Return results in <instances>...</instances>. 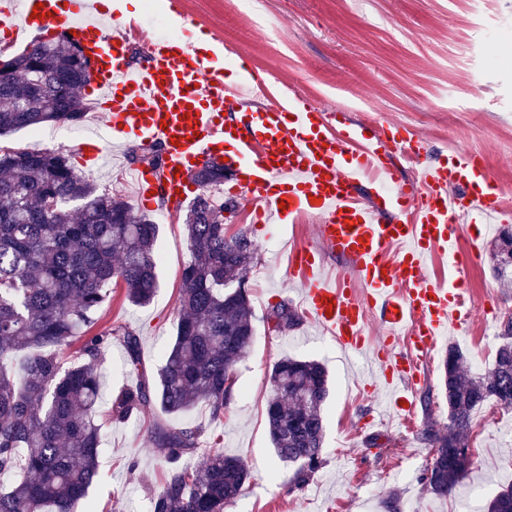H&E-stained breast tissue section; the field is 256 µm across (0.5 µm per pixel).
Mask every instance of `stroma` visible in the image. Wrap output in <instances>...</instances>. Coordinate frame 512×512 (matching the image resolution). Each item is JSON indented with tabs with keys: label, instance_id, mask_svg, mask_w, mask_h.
<instances>
[{
	"label": "stroma",
	"instance_id": "stroma-1",
	"mask_svg": "<svg viewBox=\"0 0 512 512\" xmlns=\"http://www.w3.org/2000/svg\"><path fill=\"white\" fill-rule=\"evenodd\" d=\"M180 18L166 17V30L186 24L215 30L225 48L245 49L252 67L266 75L271 92L294 89L323 107L347 110L355 122L378 129L398 122L431 141L428 162L458 147L484 155L512 198V0H181ZM112 168L94 174L100 188L126 200L134 192L125 173L130 150L113 149ZM246 232L257 246L247 272L255 336L238 365V382L221 419L197 406L185 416L221 440L225 454L243 458L252 478L224 512H482L485 501L512 484V409H478L483 427L471 442L472 470L449 496L437 497L420 480L432 454L419 433L427 420L447 422L437 352L417 384L410 418L385 411V395L371 354L350 360L335 340L309 320L283 333L269 329L272 305L300 304V286L288 277L287 258L296 247L321 248L315 220L301 224H225L232 236ZM158 290L144 307L129 304L123 289L112 291L102 326H127L140 338L143 369L154 374L163 349L176 333V299L188 259L181 215L160 222ZM477 305L469 335L458 345L471 370L492 366L494 350L479 351L473 337L500 335L512 317V288L497 276L490 247L460 274ZM315 358L329 370L332 391L323 407L322 464L308 484L294 489L292 467L270 445L266 429L268 373L282 356ZM431 391L430 406L422 394ZM159 409L112 425L103 434L100 477L90 499L95 512H149L150 498L165 478L161 456L149 449L148 427Z\"/></svg>",
	"mask_w": 512,
	"mask_h": 512
}]
</instances>
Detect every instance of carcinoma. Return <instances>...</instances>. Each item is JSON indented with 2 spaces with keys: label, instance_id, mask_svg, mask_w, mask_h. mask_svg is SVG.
<instances>
[{
  "label": "carcinoma",
  "instance_id": "obj_1",
  "mask_svg": "<svg viewBox=\"0 0 512 512\" xmlns=\"http://www.w3.org/2000/svg\"><path fill=\"white\" fill-rule=\"evenodd\" d=\"M42 52L6 55L0 67V136L38 130L46 123H77L90 105L80 89L90 82L88 62L64 33ZM200 187L184 218L190 260L184 265L174 341L163 352L157 378L141 369L140 338L127 327H99L111 287L133 305L146 306L157 288L158 227L120 195L101 191L61 151L0 146V512H93L90 489L98 480L105 428L151 407L179 417L205 405L224 413L236 384V366L254 338L246 272L257 260L247 235L224 234L227 204L210 193L224 183V165L212 161L191 175ZM497 266L512 269V231L492 245ZM275 331L299 324L286 300L266 320ZM127 351L134 385L110 395L98 413L102 368L112 337ZM492 367L476 375L467 354L448 347L441 389L448 424L424 425L433 463L421 481L444 497L466 477L473 414L488 402L512 407V317ZM78 348H73V345ZM24 351L14 373L5 357ZM267 425L279 460L295 467L301 489L321 464L323 405L330 395L326 368L316 359L284 357L270 375ZM150 441L167 466L151 512H224L251 478L239 458L224 454L200 425L154 423ZM201 454L195 467L184 463ZM486 512H512V484Z\"/></svg>",
  "mask_w": 512,
  "mask_h": 512
}]
</instances>
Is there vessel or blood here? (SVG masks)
Instances as JSON below:
<instances>
[{
  "label": "vessel or blood",
  "mask_w": 512,
  "mask_h": 512,
  "mask_svg": "<svg viewBox=\"0 0 512 512\" xmlns=\"http://www.w3.org/2000/svg\"><path fill=\"white\" fill-rule=\"evenodd\" d=\"M50 30L90 49L95 79L85 92L100 102L103 125L84 134L78 150L97 161L107 139L163 146V171L142 166L133 174L138 211L154 210L160 196L169 209L181 207L193 190L189 173L212 158L223 160L228 194L252 223L318 221L326 248L351 272L327 280L318 252L294 250L288 273L302 286L304 313L344 352L371 350L387 407L410 414L407 393L423 363L473 317L460 283L428 276L429 258L443 253L449 267L471 266L487 219L512 222V199L484 156L460 147L407 180L397 158L426 154L424 135L396 123L374 130L342 109L269 93L243 52L234 54L240 76L228 82L214 51L185 35L147 34L104 0H0V31L11 39ZM134 40L142 44L136 66L127 62ZM369 306L380 314L381 335L367 333Z\"/></svg>",
  "instance_id": "b4317fda"
}]
</instances>
